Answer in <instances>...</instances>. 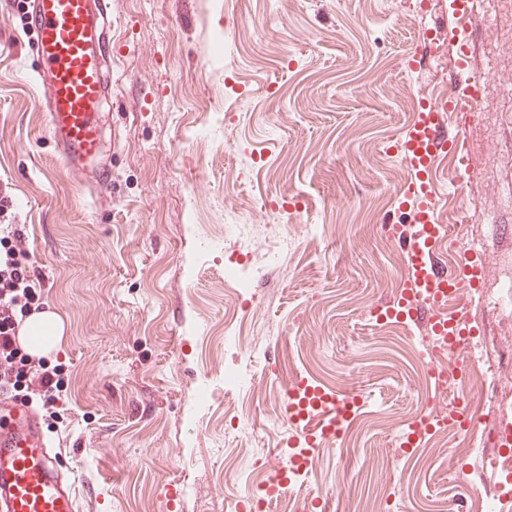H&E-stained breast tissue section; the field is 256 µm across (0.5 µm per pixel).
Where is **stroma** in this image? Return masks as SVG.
I'll list each match as a JSON object with an SVG mask.
<instances>
[{
	"label": "stroma",
	"mask_w": 512,
	"mask_h": 512,
	"mask_svg": "<svg viewBox=\"0 0 512 512\" xmlns=\"http://www.w3.org/2000/svg\"><path fill=\"white\" fill-rule=\"evenodd\" d=\"M105 187L76 185L33 78L32 35L0 0V206L24 227L42 307L63 333L45 433L82 512H230L256 464L287 460L271 405L283 378L356 398L312 458L313 512H455L512 492L490 422L512 424V0L460 21L451 0H110ZM422 69L407 65L423 28ZM484 79L439 162L446 264L469 243L480 298L462 296L488 383L427 377L433 338L373 316L408 284L381 234L415 173L396 147L420 97L459 78L450 31ZM265 276L239 295L224 270ZM474 420L427 463L382 469L387 433L425 399ZM456 483L440 479L449 456Z\"/></svg>",
	"instance_id": "35a3bbf8"
}]
</instances>
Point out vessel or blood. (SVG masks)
Wrapping results in <instances>:
<instances>
[{"label":"vessel or blood","instance_id":"1","mask_svg":"<svg viewBox=\"0 0 512 512\" xmlns=\"http://www.w3.org/2000/svg\"><path fill=\"white\" fill-rule=\"evenodd\" d=\"M40 65L36 81L43 90L41 104L61 160L75 179L104 185L108 170L101 157L105 130L99 112L112 92V23L108 0H21ZM481 82L468 74L437 105L417 112L401 144L409 168L424 172L448 148L444 116L456 101ZM433 186L410 182L405 195L416 202L413 221L424 243L408 250L415 287L425 300L407 296L414 323L427 324L432 335H444L447 322L437 308L449 291L467 286L468 256L458 268L441 272L436 256L437 224ZM343 409L335 398L311 391L305 404H290V419L299 421L295 435L304 455L334 439ZM0 512H78L74 482L61 453L47 441L38 413L0 393Z\"/></svg>","mask_w":512,"mask_h":512}]
</instances>
